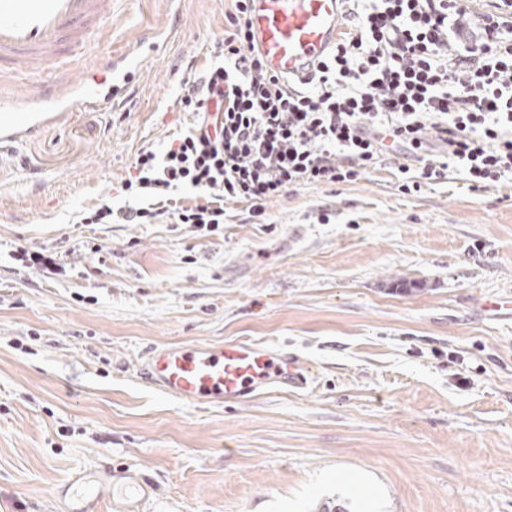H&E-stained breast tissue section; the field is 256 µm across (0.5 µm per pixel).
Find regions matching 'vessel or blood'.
I'll list each match as a JSON object with an SVG mask.
<instances>
[{"label": "vessel or blood", "instance_id": "obj_1", "mask_svg": "<svg viewBox=\"0 0 512 512\" xmlns=\"http://www.w3.org/2000/svg\"><path fill=\"white\" fill-rule=\"evenodd\" d=\"M113 0H0V74H40L41 80L17 95L0 91V144L12 143L48 125L56 113L75 108L107 111L111 95L81 77L62 84L60 75L77 51L112 16ZM342 0H252L249 23L256 48L267 67L288 76L308 74L335 43ZM21 112V122L3 115ZM143 375L156 390L195 404L241 403L277 389H307L309 369L296 357L259 343L181 345L155 349ZM82 492L67 512H142L150 485L140 478L113 488L86 476Z\"/></svg>", "mask_w": 512, "mask_h": 512}]
</instances>
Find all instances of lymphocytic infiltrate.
Segmentation results:
<instances>
[{
    "instance_id": "f902f5d3",
    "label": "lymphocytic infiltrate",
    "mask_w": 512,
    "mask_h": 512,
    "mask_svg": "<svg viewBox=\"0 0 512 512\" xmlns=\"http://www.w3.org/2000/svg\"><path fill=\"white\" fill-rule=\"evenodd\" d=\"M250 0H233L224 59L184 95L197 124L164 152L141 149L126 192L165 197L190 187L198 202L176 223L219 231L229 202L266 203L289 187L357 180L388 153L400 188L462 173L470 190L512 183V0L462 29L464 0H343L345 28L304 78L269 71L251 45Z\"/></svg>"
}]
</instances>
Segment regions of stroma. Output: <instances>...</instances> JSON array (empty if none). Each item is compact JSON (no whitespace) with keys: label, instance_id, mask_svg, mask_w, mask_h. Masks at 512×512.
Returning <instances> with one entry per match:
<instances>
[{"label":"stroma","instance_id":"35a3bbf8","mask_svg":"<svg viewBox=\"0 0 512 512\" xmlns=\"http://www.w3.org/2000/svg\"><path fill=\"white\" fill-rule=\"evenodd\" d=\"M232 0H120L64 77L112 57L108 112L0 150V512H62L85 469H136L143 512H512V185L402 193L394 163L226 207L206 236L128 205L140 149L194 122ZM46 249L49 279L13 260ZM251 340L313 383L232 406L154 389L167 345ZM153 204H148L147 207H133L128 206L127 209L120 208L116 212L110 206H103L94 213L93 216L89 217L88 223L112 224L114 220H121L127 224H152L154 219L162 215L163 208H154Z\"/></svg>","mask_w":512,"mask_h":512}]
</instances>
